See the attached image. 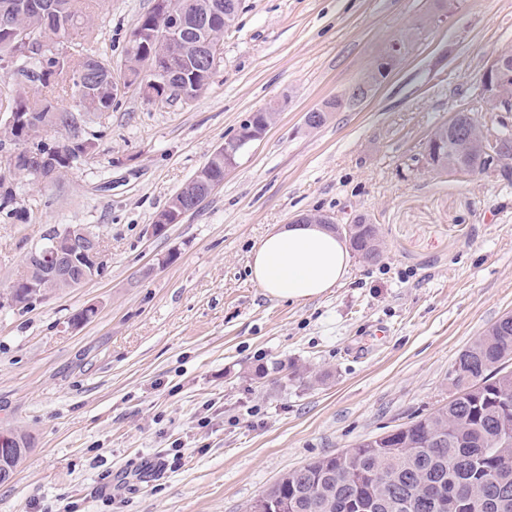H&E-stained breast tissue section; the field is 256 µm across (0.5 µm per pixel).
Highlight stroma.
Instances as JSON below:
<instances>
[{"instance_id":"1","label":"stroma","mask_w":512,"mask_h":512,"mask_svg":"<svg viewBox=\"0 0 512 512\" xmlns=\"http://www.w3.org/2000/svg\"><path fill=\"white\" fill-rule=\"evenodd\" d=\"M153 4L112 0L103 13L77 0L87 24L71 37L90 36L122 74ZM416 27L372 98L304 128L305 112ZM506 47L512 0H241L195 102L130 88L90 122V160L48 184L16 176L0 210V290L67 224L96 229L105 266L79 288L0 308V432L31 446L0 483V512H246L288 470L447 403L459 353L512 314V184L419 157L462 108L482 129L512 128V112L478 101L480 74ZM274 105L275 123L223 183L152 234L243 119ZM307 213L368 215L383 255L351 256L320 297L271 298L251 280L252 251ZM175 441L180 464L143 471Z\"/></svg>"}]
</instances>
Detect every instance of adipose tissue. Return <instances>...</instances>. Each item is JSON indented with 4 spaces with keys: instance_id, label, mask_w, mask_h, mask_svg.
I'll use <instances>...</instances> for the list:
<instances>
[{
    "instance_id": "1",
    "label": "adipose tissue",
    "mask_w": 512,
    "mask_h": 512,
    "mask_svg": "<svg viewBox=\"0 0 512 512\" xmlns=\"http://www.w3.org/2000/svg\"><path fill=\"white\" fill-rule=\"evenodd\" d=\"M350 264L346 243L315 224H286L251 255L250 273L273 298L301 303L340 286Z\"/></svg>"
}]
</instances>
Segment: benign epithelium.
<instances>
[{"label": "benign epithelium", "instance_id": "7a95c632", "mask_svg": "<svg viewBox=\"0 0 512 512\" xmlns=\"http://www.w3.org/2000/svg\"><path fill=\"white\" fill-rule=\"evenodd\" d=\"M0 26L12 33L16 40L18 52L15 59L24 61L55 60L58 58L56 50L41 38H36L22 28L12 27L9 16L0 18ZM181 24L176 13H170L162 29L165 30L167 43L172 46L188 47L179 37ZM200 60L213 74L221 62V44L205 41L201 44ZM406 51L403 38L394 39L387 47L386 52L379 57L378 62L385 64L386 68L393 69ZM374 93L372 86H351L336 99L343 104L357 106L365 102ZM512 94V48L492 52L489 62L480 76V101L490 112H507L505 105L509 95ZM467 114L459 110L448 118V136L459 135L467 128ZM468 138L481 143L486 154L487 163L496 164L499 168L512 166V136L502 133H492L482 128L472 131ZM254 141V138H236L227 141L216 150L228 156L225 168L236 165L235 158L244 153ZM76 147L73 138L66 131H59V135L52 141L37 137L35 142L22 143L10 156L7 171L0 173V184H7V177L17 173V157L28 160L26 169L33 172L35 179L41 183L51 182L61 177L65 170L55 168V159L62 154L69 153ZM199 187L188 191L186 202L170 210L160 217L153 231L163 226L177 224L183 216L198 208L201 202L216 188L210 181H197ZM103 254L99 233L88 224H70L65 230L53 235L50 240L42 242L32 248L26 255L22 284L28 288V303L40 301L57 292L59 288H76L85 281L102 271ZM12 447V438L0 436V482L10 481L14 477L9 467L10 458L8 448Z\"/></svg>", "mask_w": 512, "mask_h": 512}]
</instances>
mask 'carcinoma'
Masks as SVG:
<instances>
[{"mask_svg": "<svg viewBox=\"0 0 512 512\" xmlns=\"http://www.w3.org/2000/svg\"><path fill=\"white\" fill-rule=\"evenodd\" d=\"M202 0H155L141 17L131 37L157 30L161 7L167 6L182 20L187 38L196 36ZM219 5L209 20L208 33L218 39L231 26L239 0H214ZM22 0H0V13L19 15L23 29L38 32L52 45L69 40L77 23L75 0H49L51 12L21 9ZM168 75L173 86L192 92L191 99L211 80L206 69L190 53L169 50L154 40L126 51L124 86L137 83L150 68ZM112 62L94 52L85 41L72 42L62 61L49 63L37 77L36 90L68 86L86 112L112 108L110 80ZM11 108L28 116L12 131L24 142L42 125L72 129L73 111L55 105L50 95L36 99L19 96ZM278 109L255 112L248 133L262 132L275 119ZM441 170L453 166L461 173L485 169L484 152L476 145L467 151L457 142L443 146ZM356 230L350 248L365 262L381 258L379 230L362 214L354 220ZM512 361V314L501 317L466 347L449 373L451 396L439 409L387 433L366 438L343 455H326L285 473L261 497L294 503L292 512H512V374L503 375ZM482 380L473 392L459 388L461 376Z\"/></svg>", "mask_w": 512, "mask_h": 512, "instance_id": "cac0c4a2", "label": "carcinoma"}]
</instances>
